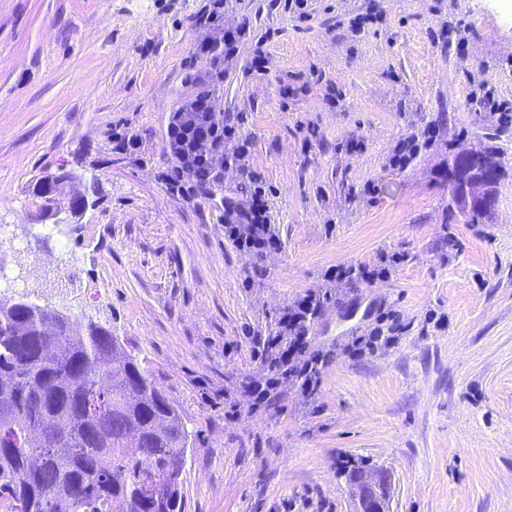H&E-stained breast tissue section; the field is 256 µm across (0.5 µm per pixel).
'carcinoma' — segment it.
I'll use <instances>...</instances> for the list:
<instances>
[{
    "mask_svg": "<svg viewBox=\"0 0 512 512\" xmlns=\"http://www.w3.org/2000/svg\"><path fill=\"white\" fill-rule=\"evenodd\" d=\"M449 206L467 224L492 213ZM181 414L106 328L40 305L0 306V499L10 512H184ZM378 478L363 498L385 505Z\"/></svg>",
    "mask_w": 512,
    "mask_h": 512,
    "instance_id": "cac0c4a2",
    "label": "carcinoma"
}]
</instances>
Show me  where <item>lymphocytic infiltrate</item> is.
Returning <instances> with one entry per match:
<instances>
[{"label":"lymphocytic infiltrate","instance_id":"lymphocytic-infiltrate-1","mask_svg":"<svg viewBox=\"0 0 512 512\" xmlns=\"http://www.w3.org/2000/svg\"><path fill=\"white\" fill-rule=\"evenodd\" d=\"M228 0H209L208 35L195 46L196 57L205 60L216 79L224 77V63L234 57L246 25L227 27L220 17ZM252 142L238 124L226 121L218 96L199 92L170 117L167 149L172 163L163 173L167 189L193 202L204 198L211 187L223 184L226 173L247 179L245 196H224L218 201L224 211V235L242 251L263 255L279 249L265 203V183L249 166ZM319 302L308 294L289 307L267 336L256 341V353L267 364L269 375L249 391L255 402L265 401L278 387L291 380L309 390L318 380L323 360L306 353L311 323Z\"/></svg>","mask_w":512,"mask_h":512}]
</instances>
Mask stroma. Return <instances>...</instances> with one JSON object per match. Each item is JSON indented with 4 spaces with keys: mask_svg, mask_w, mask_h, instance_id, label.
<instances>
[{
    "mask_svg": "<svg viewBox=\"0 0 512 512\" xmlns=\"http://www.w3.org/2000/svg\"><path fill=\"white\" fill-rule=\"evenodd\" d=\"M207 0H0V253L29 302L112 332L191 431L184 512H358L344 474L383 469L386 512H512V0H231L247 23L219 94L245 117L281 240L256 258L224 211L169 192V116L206 87ZM372 22L355 28L359 15ZM262 49L267 63L255 69ZM291 94L281 95L282 86ZM316 138H309V129ZM435 141L404 168L398 143ZM143 140L137 155L116 135ZM359 138L363 152L345 145ZM498 148L490 224L448 210V164ZM57 178L53 215L35 190ZM373 192H365V184ZM86 201L73 216L75 198ZM406 260L389 280L324 286L328 269ZM76 260L80 291L33 274ZM324 293L309 350L318 387L253 404L252 339ZM403 331L345 349L382 315ZM423 139V143L430 144V142L435 137V132L430 130H425L423 134L420 136ZM419 136H412L405 140H402L396 149L392 157L390 158V164L392 166H400L405 167L417 156L419 153L420 146ZM385 320L391 321V323L387 325L386 331L383 328H377L367 338L361 337L349 350L353 357H361L366 355V353H374L379 346H387L396 341L397 336H395V334L400 332L402 328L392 317H387ZM385 332L387 334H385Z\"/></svg>",
    "mask_w": 512,
    "mask_h": 512,
    "instance_id": "obj_1",
    "label": "stroma"
}]
</instances>
